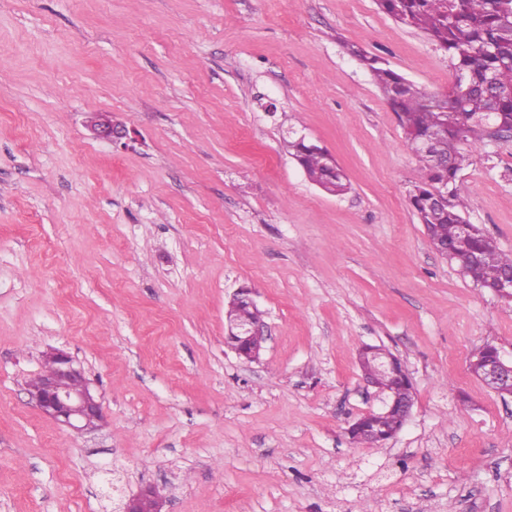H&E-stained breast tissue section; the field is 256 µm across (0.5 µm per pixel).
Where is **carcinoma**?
I'll list each match as a JSON object with an SVG mask.
<instances>
[{
    "mask_svg": "<svg viewBox=\"0 0 512 512\" xmlns=\"http://www.w3.org/2000/svg\"><path fill=\"white\" fill-rule=\"evenodd\" d=\"M395 22L413 28L448 55L455 81L444 99L428 93L389 67L378 55L352 46L371 73L384 99L397 114L406 145L420 164V181L409 192V203L424 224L435 250L478 288L494 292L512 273V253L502 251L478 227L464 234L466 204L457 192L459 171L469 152L491 140L492 127L512 129V0H376ZM310 181L339 195L348 180L330 153L295 139L288 142ZM448 189V204L435 200V190ZM229 319L263 320V312L231 303ZM376 382L386 394L405 399L412 386L381 373Z\"/></svg>",
    "mask_w": 512,
    "mask_h": 512,
    "instance_id": "carcinoma-1",
    "label": "carcinoma"
}]
</instances>
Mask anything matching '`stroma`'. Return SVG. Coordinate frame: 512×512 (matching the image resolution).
<instances>
[{
    "label": "stroma",
    "instance_id": "1",
    "mask_svg": "<svg viewBox=\"0 0 512 512\" xmlns=\"http://www.w3.org/2000/svg\"><path fill=\"white\" fill-rule=\"evenodd\" d=\"M430 92L447 55L375 0H0V512H512V302L464 279L408 202L420 176L348 46ZM124 126L127 147L93 124ZM305 136L350 189L312 184ZM466 218L512 252V139L473 153ZM252 288L257 360L225 339ZM414 388L402 429L361 345ZM69 352L105 417L76 431L27 395ZM479 367V377L482 382L494 392H500L505 385L512 390V360L491 344L484 345L471 362ZM412 405L413 403L409 400L399 401L397 397L391 399L389 396H387V400L384 401V407L380 411H372L366 413L365 415L357 419L348 428V435L350 440L353 442L352 434L360 425L378 419L386 408L389 409L388 411H398V414L402 418V423L404 424V422H406L407 418L410 415ZM398 414L396 412H389L382 416L379 421V424L381 426L378 427V430L381 432H389L398 429L401 426V419ZM147 505L151 506V512H162L163 503L152 496V487H147L136 496L121 501L118 509L120 512H143Z\"/></svg>",
    "mask_w": 512,
    "mask_h": 512
}]
</instances>
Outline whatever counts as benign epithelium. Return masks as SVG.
<instances>
[{"label":"benign epithelium","mask_w":512,"mask_h":512,"mask_svg":"<svg viewBox=\"0 0 512 512\" xmlns=\"http://www.w3.org/2000/svg\"><path fill=\"white\" fill-rule=\"evenodd\" d=\"M264 323H228V345L248 361L258 358L264 336ZM46 359L54 364L55 374L47 376L37 389L28 392L30 400L45 416L66 426L84 430L94 427L103 420L100 402L93 394L82 370L74 365V359L66 352L54 350ZM472 364L479 367L480 379L494 392L504 386L512 390V361L491 344L484 345ZM151 512H162L163 503L152 496V488L147 487L139 494L121 502L119 512H144L145 506Z\"/></svg>","instance_id":"1"}]
</instances>
